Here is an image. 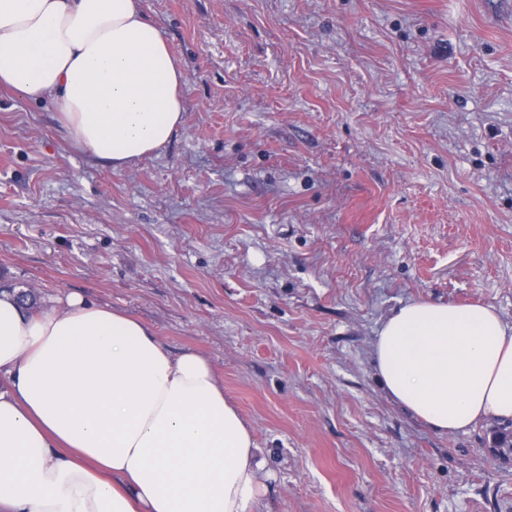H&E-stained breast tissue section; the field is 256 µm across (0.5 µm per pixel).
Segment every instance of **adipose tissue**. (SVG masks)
Wrapping results in <instances>:
<instances>
[{
    "instance_id": "ef3b65f1",
    "label": "adipose tissue",
    "mask_w": 512,
    "mask_h": 512,
    "mask_svg": "<svg viewBox=\"0 0 512 512\" xmlns=\"http://www.w3.org/2000/svg\"><path fill=\"white\" fill-rule=\"evenodd\" d=\"M182 66L141 0H0V87L50 100L70 145L122 169L184 123ZM401 409L442 435L512 420V326L412 301L373 344ZM262 450L211 363L122 311L0 291V512H261Z\"/></svg>"
}]
</instances>
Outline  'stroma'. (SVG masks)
I'll return each instance as SVG.
<instances>
[{"label":"stroma","mask_w":512,"mask_h":512,"mask_svg":"<svg viewBox=\"0 0 512 512\" xmlns=\"http://www.w3.org/2000/svg\"><path fill=\"white\" fill-rule=\"evenodd\" d=\"M185 123L115 170L0 92V284L203 355L264 512H512V421L442 435L372 345L413 300L512 325V0H142Z\"/></svg>","instance_id":"stroma-1"}]
</instances>
